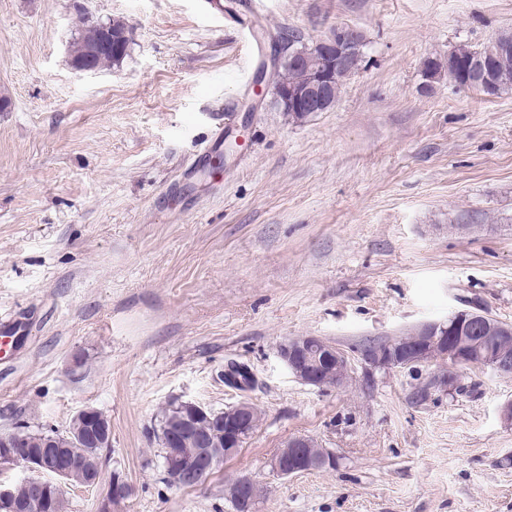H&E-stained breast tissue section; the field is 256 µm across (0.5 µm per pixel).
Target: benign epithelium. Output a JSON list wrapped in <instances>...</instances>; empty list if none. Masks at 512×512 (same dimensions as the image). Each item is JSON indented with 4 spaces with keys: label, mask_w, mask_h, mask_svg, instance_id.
<instances>
[{
    "label": "benign epithelium",
    "mask_w": 512,
    "mask_h": 512,
    "mask_svg": "<svg viewBox=\"0 0 512 512\" xmlns=\"http://www.w3.org/2000/svg\"><path fill=\"white\" fill-rule=\"evenodd\" d=\"M360 30L336 27L326 38L312 46L284 49L271 63L274 101L286 112L307 110L327 112L336 104V71L350 64L353 45ZM512 53V33L500 32L487 47L475 54L481 86L491 89L499 83L498 57ZM291 65L305 70L308 81L303 85L288 86L278 83V73ZM416 341H405L373 354L362 355L369 364L384 368H405L426 362H446L453 366L484 367L499 375H512V348L504 345L497 352L488 350L492 342L512 340V324L501 322L483 310H458L444 320L427 322L418 327ZM278 356L287 370L302 383L317 387L344 388L351 378L348 354L341 348L323 343L315 336H294L278 346ZM259 413L258 408L241 401L224 410L219 423L224 427V445H215L207 452L196 451L189 459L175 452L164 455V470L171 484L178 488L197 485L205 473L211 472L235 455L241 447L246 429ZM75 420L93 421L98 435L109 434L107 417L92 407L81 409ZM26 437L19 430L0 435V446L12 449L10 462L0 467L5 473L23 468L35 473L26 478L36 499L58 486L57 480L68 474V466L61 457H52L34 448L25 447ZM311 439L297 436L289 439L270 459L271 471L280 477L303 472L324 470L335 464L332 454L314 459L309 454ZM242 490L237 499L239 508L250 512L258 499L259 484L247 479L241 481Z\"/></svg>",
    "instance_id": "benign-epithelium-1"
}]
</instances>
